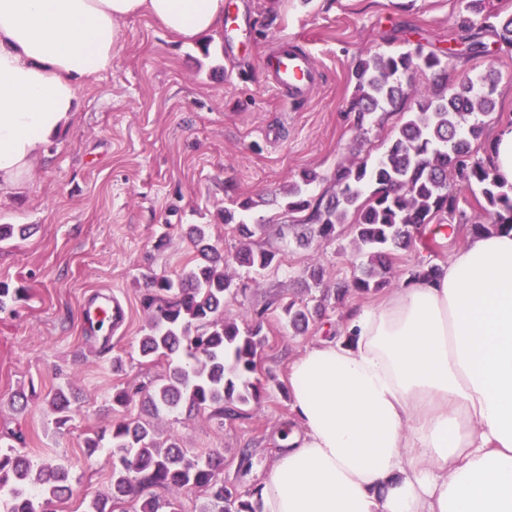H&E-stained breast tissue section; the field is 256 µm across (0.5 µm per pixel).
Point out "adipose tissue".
Masks as SVG:
<instances>
[{"instance_id": "obj_1", "label": "adipose tissue", "mask_w": 512, "mask_h": 512, "mask_svg": "<svg viewBox=\"0 0 512 512\" xmlns=\"http://www.w3.org/2000/svg\"><path fill=\"white\" fill-rule=\"evenodd\" d=\"M143 15L190 39L223 29L224 0H0V188L35 169ZM288 392L296 428L264 512H512V230L353 311L292 360Z\"/></svg>"}]
</instances>
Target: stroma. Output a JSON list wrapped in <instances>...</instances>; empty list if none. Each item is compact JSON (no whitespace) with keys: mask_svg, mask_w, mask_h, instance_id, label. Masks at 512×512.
Wrapping results in <instances>:
<instances>
[{"mask_svg":"<svg viewBox=\"0 0 512 512\" xmlns=\"http://www.w3.org/2000/svg\"><path fill=\"white\" fill-rule=\"evenodd\" d=\"M251 15L248 41L225 48L223 33L179 40L146 16L128 19L111 65L80 89L71 124L44 147L29 178L0 190V224H22L24 236L0 242V282L19 290L0 312V442L14 444L34 466L68 467L72 498L58 512H85L89 500L112 484L109 449L87 455L85 440L113 420L112 394L156 382L167 360L144 362L139 340L148 323L141 299L150 277H174L196 258L186 225L206 224L212 242L232 253L239 246L222 212L250 200L249 220L269 227L259 245L277 248L281 265L264 271L236 266L227 273L241 292L224 306L244 323L263 316L265 343L259 401L240 418L209 413H158L152 421L194 454L219 453L223 477L239 490L261 484L276 453L273 441L291 422L288 365L306 347L334 335L350 308L378 304L384 291L351 293L302 334L288 327L282 306L310 296L307 269L325 270L323 285L352 280L367 261L349 225L330 241L299 243L279 235L295 221L280 206L302 170L328 177L349 159L378 155L398 122L359 134L349 103L351 68L358 57L416 41L447 47L462 20L480 26L512 14V0H486L477 14L466 0H225ZM294 41L316 66L306 102L286 105L269 84L263 60L280 40ZM498 76L496 110L487 136L512 125V48L460 63L448 71L457 85L486 72ZM452 249L413 242L397 252L395 287L419 263L443 265ZM109 289L129 308L124 334L102 343L87 332L82 305ZM123 367L113 370V356ZM71 390L74 413L57 425L50 398ZM27 407L14 404L18 393Z\"/></svg>","mask_w":512,"mask_h":512,"instance_id":"1","label":"stroma"}]
</instances>
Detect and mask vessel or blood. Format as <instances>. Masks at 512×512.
<instances>
[{"instance_id": "vessel-or-blood-1", "label": "vessel or blood", "mask_w": 512, "mask_h": 512, "mask_svg": "<svg viewBox=\"0 0 512 512\" xmlns=\"http://www.w3.org/2000/svg\"><path fill=\"white\" fill-rule=\"evenodd\" d=\"M267 71L274 88L292 104L303 102L316 83L309 54L288 43L282 44L269 59ZM84 317L89 324H106L119 332L126 324L127 313L115 294L100 291L90 295L85 302Z\"/></svg>"}]
</instances>
